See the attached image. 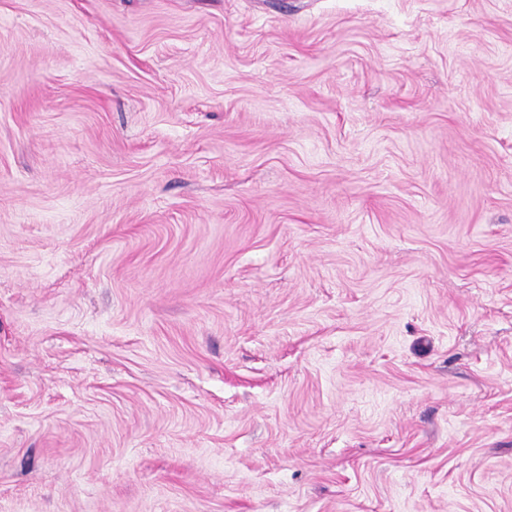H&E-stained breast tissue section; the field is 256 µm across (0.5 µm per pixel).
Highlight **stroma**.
<instances>
[{
  "label": "stroma",
  "instance_id": "1",
  "mask_svg": "<svg viewBox=\"0 0 512 512\" xmlns=\"http://www.w3.org/2000/svg\"><path fill=\"white\" fill-rule=\"evenodd\" d=\"M0 512H512V0H0Z\"/></svg>",
  "mask_w": 512,
  "mask_h": 512
}]
</instances>
